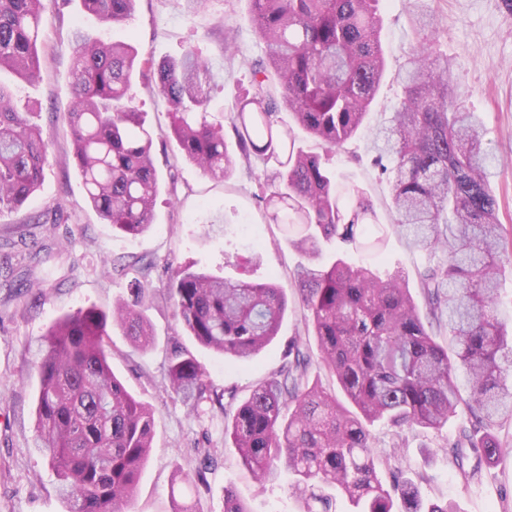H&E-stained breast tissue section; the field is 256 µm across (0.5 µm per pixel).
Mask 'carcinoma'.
Returning <instances> with one entry per match:
<instances>
[{"instance_id": "obj_1", "label": "carcinoma", "mask_w": 512, "mask_h": 512, "mask_svg": "<svg viewBox=\"0 0 512 512\" xmlns=\"http://www.w3.org/2000/svg\"><path fill=\"white\" fill-rule=\"evenodd\" d=\"M382 0H250V22L265 45L248 62L251 85L231 117L234 144L206 104L213 74L198 46L154 65L127 42H107L78 29L72 44L73 97L69 112L73 157L87 203L129 236L153 225L159 174L154 132L144 126L129 88L135 72L153 71L168 104L181 157L204 173L229 180L237 159L255 155L272 165L262 200L275 224L299 225L288 244L305 262L293 274L315 346L294 345L285 363L233 410L228 432L244 465L261 483L292 476L291 493L305 512H330L324 486L359 512H457L425 504L417 484L396 471L387 486L384 464L369 426L383 421L394 446L418 429L440 432L463 416L458 436L447 441L448 459L464 478L473 453L493 459L503 444L494 430L512 422V344L499 311V278L512 266V235L497 217L490 189L493 154L485 130L466 105L450 58L432 40L411 46L398 74L402 96L389 121L370 131L372 150L391 159L394 233L416 251L442 261L418 273L426 303L421 312L409 275L383 276L371 265L342 257L313 266L324 241L348 249L366 244L377 214L363 188L318 155L295 150L293 129L337 153L366 129L369 107L385 73L380 34ZM136 0H81L105 24L129 19ZM44 0H0V72L24 81L40 71L45 44ZM47 152L40 128L18 110L0 84V213L21 207L38 189ZM136 276L130 289L145 297L154 263L118 265ZM164 300L202 346L230 358L258 354L278 335L288 294L274 281L226 279L192 265L168 270ZM132 351L153 346L151 326L135 304L112 311ZM444 324L448 346L433 324ZM107 315L78 310L53 324L31 364L39 378L34 443L54 471L67 512H125L153 441L150 408L133 396L109 365ZM466 372L461 391L455 365ZM325 368L341 387L347 408L310 369ZM167 388L195 411L223 395L181 352L170 359ZM224 512H249L224 489Z\"/></svg>"}]
</instances>
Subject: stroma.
Wrapping results in <instances>:
<instances>
[{
	"label": "stroma",
	"instance_id": "1",
	"mask_svg": "<svg viewBox=\"0 0 512 512\" xmlns=\"http://www.w3.org/2000/svg\"><path fill=\"white\" fill-rule=\"evenodd\" d=\"M44 4L46 41L38 78L27 83L0 73V82L9 85L19 107L31 112L49 143L38 190L19 210L0 215V261L9 263L0 272V512H66L56 476L32 441L39 381L29 367L38 340L59 319L87 308L108 313L130 299L129 279L113 264L134 258L155 264L151 297L141 305L155 342L147 351H132L116 328L110 341L113 372L154 410V449L130 504L132 512H172L177 503L189 512H224L228 486L249 512H301L303 504L289 493L287 479L261 484L253 478L225 434L227 420L219 407L206 403L199 413H190L181 398L166 390L164 380L169 357L187 351L214 390L240 402L279 370L289 345L306 334L305 312L291 287L302 256L289 246L284 227L267 220L259 187L265 164L257 158L239 161L234 179L226 183L182 160L153 78L135 75L130 94L155 133L161 183L152 228L131 237L106 224L87 204L68 126L73 103L69 44L79 29L133 42L143 58L158 63L179 56L187 42H194L214 75L208 110L212 118L226 120L249 87L247 60L264 52L247 21L248 0H210L191 18L179 0H136L131 18L110 26L85 15L80 0ZM422 7L435 15L432 37L452 58L467 104L499 161L490 186L499 222L512 232V13L501 0H423ZM383 16L386 74L367 117L369 129L384 124L396 105V78L416 40L407 0H384ZM228 36L236 46L232 54L224 51ZM371 154L365 133L350 152L328 160L365 190L380 222L389 224L394 220L389 182ZM185 263L231 279L274 278L288 287V311L274 341L257 356L225 360L184 332L162 296L168 266ZM460 425V418L453 417L442 433H410L403 448L394 447L391 433L382 427L373 432L379 449L394 456L405 477L417 481L425 501L452 502L457 512H505L512 505V446L499 461L481 463L475 477L462 479L443 447ZM178 470L189 473V480L173 481Z\"/></svg>",
	"mask_w": 512,
	"mask_h": 512
}]
</instances>
